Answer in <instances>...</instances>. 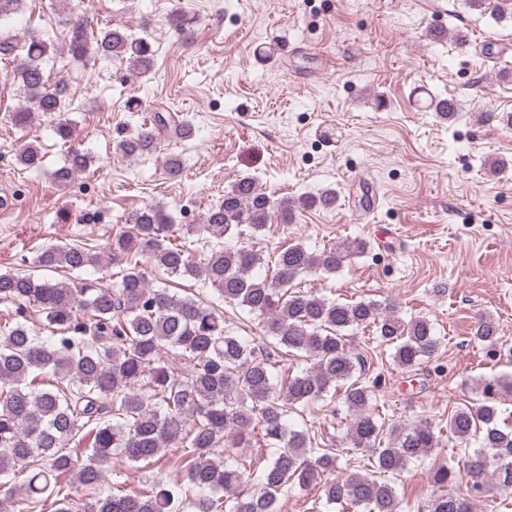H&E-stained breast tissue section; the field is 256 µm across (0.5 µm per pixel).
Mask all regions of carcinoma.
<instances>
[{"mask_svg": "<svg viewBox=\"0 0 512 512\" xmlns=\"http://www.w3.org/2000/svg\"><path fill=\"white\" fill-rule=\"evenodd\" d=\"M22 0H0V50L12 56L13 78L26 91L25 104L12 112V125L27 126L34 113L52 117L64 111L61 94L47 87L41 67L52 50L48 41L4 31L1 26L18 12ZM69 51L76 59L93 53L127 60L138 74L155 63L151 44L121 27H110L90 40L83 19L72 21ZM182 139L194 125L168 109L155 124L117 143L125 156L151 154L161 133ZM54 180L67 182L86 171L92 156L74 147ZM336 195L325 191L297 201H273L245 176L224 191L203 223L185 231L208 243L201 261L172 242V216L160 203L131 211L129 230L112 238L108 256L121 279L105 286L78 277L98 267L103 255L85 244H49L36 250L34 268L64 269L77 274L68 281H50L30 273L0 271V304L9 308L0 318V483L18 475L24 480L21 512H278L280 495L290 487L319 485L328 505L345 512H406L393 478L410 463L438 447L432 422H381L371 410L372 386L381 379L363 378L365 360L348 345V333L375 328L392 349L396 364L413 369L437 352L440 339L425 317L404 321L391 304L372 300L343 303L312 290H296L304 274L337 272L349 257L367 249L364 241L333 245L316 253L302 243L283 248L273 277L256 273L263 254L254 239L268 228L272 212L289 223L297 207H328ZM146 263H140V258ZM154 263L183 281H202L224 302L259 319L265 347L310 365L292 374L288 360L272 362L256 351L254 337L241 336L224 325V313L191 296H180L148 277ZM51 329L40 335L31 324ZM476 339L493 346L497 326L480 322ZM351 423L350 447L370 452V468L332 480L336 453L313 445L310 436L293 429L288 413L318 400L336 398ZM509 383H487L481 405L462 407L448 417V438L460 444L476 433L481 447L465 452L464 469L435 468L427 512H469L467 499L448 486L467 477L468 488L485 494L512 490V428L498 423L500 392ZM272 449L262 466L244 458L234 465L217 456L230 443L249 448L255 436ZM85 439L90 453L78 460L67 448ZM168 448L181 450L180 479H157L121 494L72 498V484L95 489L104 482L114 456L135 465L157 462ZM252 469L259 490L241 493L244 473ZM208 491L207 498L197 492Z\"/></svg>", "mask_w": 512, "mask_h": 512, "instance_id": "1", "label": "carcinoma"}]
</instances>
